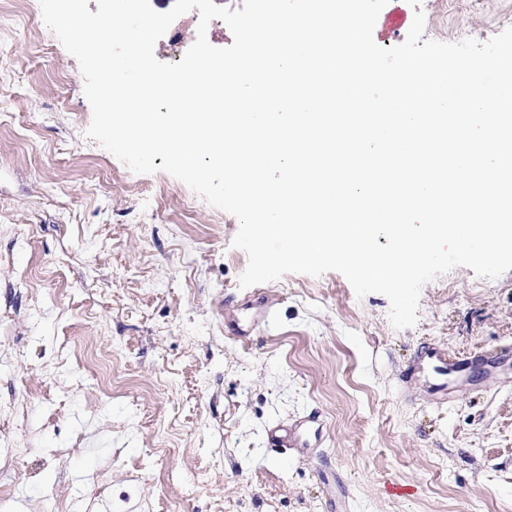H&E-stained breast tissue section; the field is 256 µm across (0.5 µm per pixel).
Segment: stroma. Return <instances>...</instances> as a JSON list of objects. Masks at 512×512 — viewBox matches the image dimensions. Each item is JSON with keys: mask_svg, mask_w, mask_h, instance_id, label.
Wrapping results in <instances>:
<instances>
[{"mask_svg": "<svg viewBox=\"0 0 512 512\" xmlns=\"http://www.w3.org/2000/svg\"><path fill=\"white\" fill-rule=\"evenodd\" d=\"M25 2L0 0V512H512V358L457 365L512 345V270L438 277L401 330L337 272L240 289L237 218L86 138ZM413 18L389 0L376 43ZM510 26L512 0H443L424 36ZM261 296L272 320L228 332ZM310 413L285 458L270 429ZM314 422L312 417L300 419L288 426L284 436H277L280 429L275 428L272 429V435L277 440L286 439L298 457H311L314 441H318L322 436V430L319 427H314Z\"/></svg>", "mask_w": 512, "mask_h": 512, "instance_id": "stroma-1", "label": "stroma"}]
</instances>
